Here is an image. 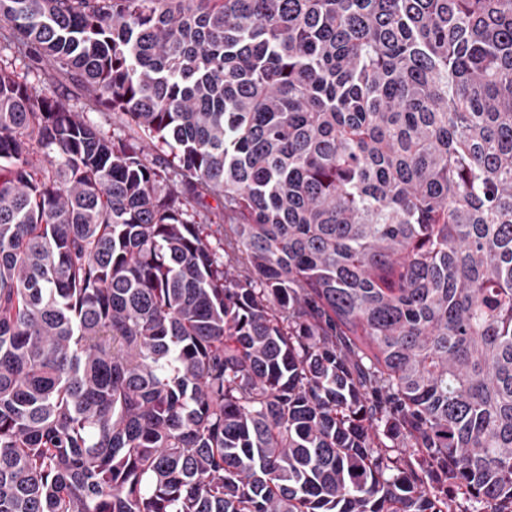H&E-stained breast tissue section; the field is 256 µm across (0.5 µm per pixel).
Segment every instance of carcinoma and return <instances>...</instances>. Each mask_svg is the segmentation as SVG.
<instances>
[{
	"instance_id": "obj_1",
	"label": "carcinoma",
	"mask_w": 512,
	"mask_h": 512,
	"mask_svg": "<svg viewBox=\"0 0 512 512\" xmlns=\"http://www.w3.org/2000/svg\"><path fill=\"white\" fill-rule=\"evenodd\" d=\"M0 28V512H512V0ZM64 86L59 88L58 92L63 93L67 101L76 107L79 112H84L85 118L94 125L101 127L105 132L112 135L123 136L128 129L124 126L119 115L107 111L103 108H97L90 103L83 95L80 86L67 80L63 81Z\"/></svg>"
}]
</instances>
